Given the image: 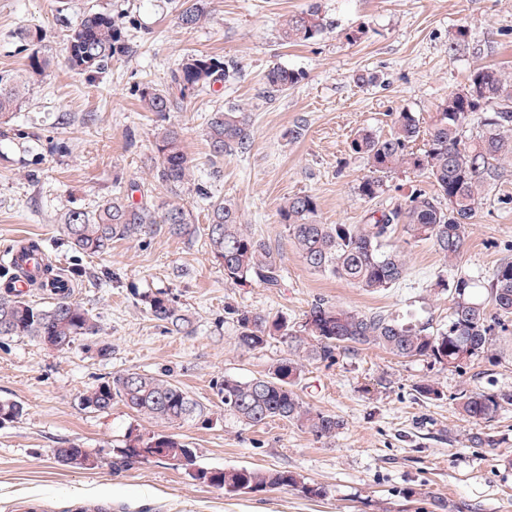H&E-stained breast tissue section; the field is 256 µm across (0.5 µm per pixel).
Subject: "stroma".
Returning <instances> with one entry per match:
<instances>
[{
    "instance_id": "obj_1",
    "label": "stroma",
    "mask_w": 512,
    "mask_h": 512,
    "mask_svg": "<svg viewBox=\"0 0 512 512\" xmlns=\"http://www.w3.org/2000/svg\"><path fill=\"white\" fill-rule=\"evenodd\" d=\"M182 3L0 0V74L23 67L15 38L23 27L40 30L43 49L55 58L11 121V133L0 137V256L31 238L42 241L58 267L85 268L90 283L75 287L73 297L97 316L101 338L112 346L103 359L90 339L57 352L27 337H0V399L24 406L19 418L0 425V512H512V405L475 422L456 401L464 390L512 393V318L497 331L492 357L457 369L376 346L310 362L294 390L342 420L331 438L277 419L248 428L228 416L172 429L195 448L196 467L286 469L322 486V496L290 488L227 495L164 459L114 466L129 437L164 427L119 402L84 408L80 398L90 387L124 371L162 372L216 409V381L251 379L286 356L277 338L260 350L238 348L230 308L298 322L324 302L405 316L436 330L447 325L451 307L438 280L460 271L483 279L512 261L511 175L480 200L456 266L431 241L397 229L390 245L403 252L406 274L375 294L309 268L277 213L288 197L305 193L316 199L322 223L362 224L416 190L433 192L426 174L407 170L386 177L379 197L362 198L357 186L369 167L350 143L364 130L388 134L403 111L429 130L473 68L512 70V0H210L208 20L193 29L177 20ZM313 3L332 29L309 43H282L283 21ZM89 10L111 14L125 47L92 82L64 60L66 25ZM460 28L476 54L449 53ZM194 53L219 58L236 75L211 94L177 100L168 121L182 131L196 183L234 203L280 262L281 287L225 282L209 252L206 205L194 188L172 198L153 177L156 121L142 109L138 90L168 86L177 63ZM275 65L300 79L272 96L264 75ZM232 107L248 115L253 143L248 153L215 165L205 118ZM20 129L25 137H17ZM117 176L139 184L156 205L180 201L192 215L193 236L117 241L99 257L71 250L60 215L94 210ZM157 288L170 290L191 315V335L151 320L139 296ZM423 379L442 390L441 399L416 393ZM477 433L492 436L493 446L473 443ZM72 443L98 466L58 463L55 449Z\"/></svg>"
}]
</instances>
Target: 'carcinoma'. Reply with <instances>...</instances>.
I'll return each mask as SVG.
<instances>
[{"instance_id":"carcinoma-1","label":"carcinoma","mask_w":512,"mask_h":512,"mask_svg":"<svg viewBox=\"0 0 512 512\" xmlns=\"http://www.w3.org/2000/svg\"><path fill=\"white\" fill-rule=\"evenodd\" d=\"M209 16L204 0H192L178 15L184 28H196ZM330 26L317 4L292 14L284 21L279 38L286 44L308 43ZM16 38L26 51L24 68L14 75H0V120L9 122L35 84L49 75L51 57L38 44L40 32L19 30ZM112 16L89 11L75 25L68 26L65 53L71 69L95 79L104 73L115 55L123 52ZM473 50L468 31H456L449 46L452 54ZM233 71L213 57L185 56L171 71L166 89L145 86L139 90L142 108L155 115L156 155L154 179L177 195L192 180V162L182 145L181 130L167 123L174 107L171 91L181 98L209 91L214 84L227 81ZM299 74L279 65L269 68L265 85L269 92H283L295 85ZM420 135L419 120L411 112H401L386 135L369 131L351 142V150L362 155L369 175L357 190L365 199L383 192L384 178L400 170H415L432 179L435 192H418L409 203L372 214L365 224H323L315 198L298 194L278 209L280 223L304 263L370 293L385 291L406 273L404 256L387 248L399 224L416 240H431L448 260L456 262L463 253L468 229L484 193L512 173V72L502 68L477 66L468 82L448 96L438 113L426 143L415 148ZM206 141L211 156L244 153L252 145L248 116L236 108L216 110L206 119ZM140 187L117 178L112 195L93 211L69 209L60 217L63 234L71 248L86 255H103L112 243L122 240L144 242L164 231L171 236L192 235L190 211L179 203L159 209L146 195L132 201ZM196 193L207 202L206 235L214 261L222 266L224 280L235 285L278 288L283 281L280 262L265 242L249 232L239 219L235 205L214 199L197 185ZM83 271L61 272L48 264L36 281L41 288L52 287L53 301L38 305L7 288L0 292V336H26L50 349L62 350L76 340L98 335L97 317L72 299L73 280ZM438 286L450 292L452 306L448 325L436 331L426 326L395 319L377 312H362L340 306L316 303L300 322L284 315L270 316L232 309L236 323V344L245 351L264 348L269 339L279 337L289 355L279 359L268 371L249 380L226 376L216 384L224 414L243 425L255 427L268 419L286 420L319 438H329L343 422L306 405L293 391L292 384L310 361H332L339 350L378 346L403 359L426 358L458 368L492 352V335L501 318L512 317V261L497 265L487 284L468 275H459ZM151 319L168 332L190 334L193 321L167 289L140 295ZM123 403L136 414L157 423L176 426L196 420H211L212 409L195 399L186 389L156 372L115 374L89 388L81 404L95 411ZM505 404L512 405V394L473 391L459 397L460 414L472 421L489 420ZM23 413L14 400H0V424L12 422ZM181 450L196 457L189 444L167 434L138 435L117 450L114 465L127 466L153 456L167 458ZM55 458L64 466L78 458L94 467V459L77 444L57 448ZM193 478L221 488L227 494L255 493L269 488L291 487L307 497L323 495V488L306 483L293 472L282 469L240 467L200 470Z\"/></svg>"}]
</instances>
